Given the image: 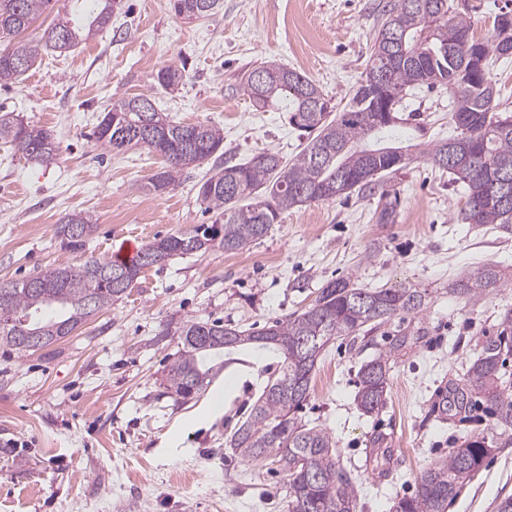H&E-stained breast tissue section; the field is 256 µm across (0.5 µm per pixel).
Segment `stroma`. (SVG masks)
<instances>
[{"label":"stroma","instance_id":"1","mask_svg":"<svg viewBox=\"0 0 512 512\" xmlns=\"http://www.w3.org/2000/svg\"><path fill=\"white\" fill-rule=\"evenodd\" d=\"M390 2L220 0L212 15L188 22L167 0H120L95 38L65 53L43 50L15 84L0 86V112L53 130L59 146L57 163L40 167L0 141V282L110 257L127 239L143 245L212 223L197 194L209 164L186 169L157 196L143 185L161 157L95 144L91 134L111 102L148 92L174 120L223 129L225 159L270 150L291 161L306 140L289 125L287 104L256 109L240 90L242 76L273 61L344 107ZM449 2L479 39L495 14L512 11V0ZM169 64L185 69L175 90L154 82ZM449 99L444 86L405 97L411 118L394 136L411 146V159L384 175L381 191L289 209L244 251L180 255L146 268L122 299L43 349L0 346V512H288L276 466L244 461L226 443L278 356L249 351L206 389L177 399L165 384L180 344L164 330L196 320L257 331L300 313L322 285L346 277L365 288L428 294L421 314L397 315L353 342L332 340L312 377L301 417L326 430L357 473L358 512H390L466 436L493 448L448 512H496L512 496V441L492 431L478 398L465 410L449 408L444 421L432 413L438 395L462 389L466 367L512 310V230L458 223L463 188L420 155V146L454 135ZM388 191L397 196L396 217L380 224ZM74 211L97 221L78 253L61 250L55 235ZM487 262L500 266L503 285L474 303L449 295V281ZM417 330L423 338L393 364L385 407L363 414L355 401L361 365ZM377 437L391 454L383 477L369 462Z\"/></svg>","mask_w":512,"mask_h":512}]
</instances>
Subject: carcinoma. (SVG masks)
<instances>
[{
	"label": "carcinoma",
	"mask_w": 512,
	"mask_h": 512,
	"mask_svg": "<svg viewBox=\"0 0 512 512\" xmlns=\"http://www.w3.org/2000/svg\"><path fill=\"white\" fill-rule=\"evenodd\" d=\"M169 9L184 20L205 18L220 0H167ZM53 0H0V37L9 44L0 50V83L15 82L30 70L44 48L60 53L93 37L112 18L114 0H91L79 17L57 16L40 36L25 33ZM509 12L494 16L491 35L477 39L469 20L451 13L448 0H394L385 12L350 102L339 112L307 76L278 66L263 81L259 68L245 78L241 90L253 105L264 108L288 101L289 123L315 133L290 164L278 154L258 152L242 163H221L224 134L212 124L176 123L155 106L149 94L112 102L93 132L96 145L112 151L142 146L165 159L147 178L143 189L160 196L173 189L184 170L217 160L198 188V196L215 215L213 224L179 229L145 244L124 259H94L74 265H51L36 275L0 285V346L23 352L21 331L1 312L28 317L27 328L37 333L44 348L69 335L94 312L122 299L147 267L148 257L205 254L212 249L240 251L262 239L280 215L295 206L329 201L379 182L391 169V158L403 147L388 135L397 126L382 111L381 78L394 93L399 112L407 91L416 87L448 86L452 119L459 133L438 141L426 151L432 165L448 171L463 184L465 201L458 217L463 224L512 225V116L496 111L499 89L490 77L493 59H512ZM185 72L171 64L160 69L155 82L177 89ZM0 140L12 144L29 161L56 163L59 148L51 130L26 124L12 113L0 114ZM93 216L73 212L56 228L60 247L84 249L96 230ZM502 272L484 263L452 281L449 292L469 302L497 286ZM426 293L416 288H360L355 280L329 281L310 306L277 320L254 335L219 322L188 320L175 333L180 356L171 366L166 389L182 398L201 390L210 362L224 352L256 345L280 358L277 373L268 377L248 415L226 443L244 460L274 458L288 491V512H357V477L340 460L336 442L323 429L309 426L300 411L307 401L315 366L334 338L357 339L401 313L423 311ZM407 337L397 336L390 347L378 349L358 372L356 400L372 414L386 402L389 373ZM512 355V311L504 314L496 339L483 343L464 373L463 392L490 405L495 427L512 438V380L502 372ZM491 448L482 439H467L448 456L423 471L416 492L394 500L391 512H446L448 500L481 467Z\"/></svg>",
	"instance_id": "1"
}]
</instances>
